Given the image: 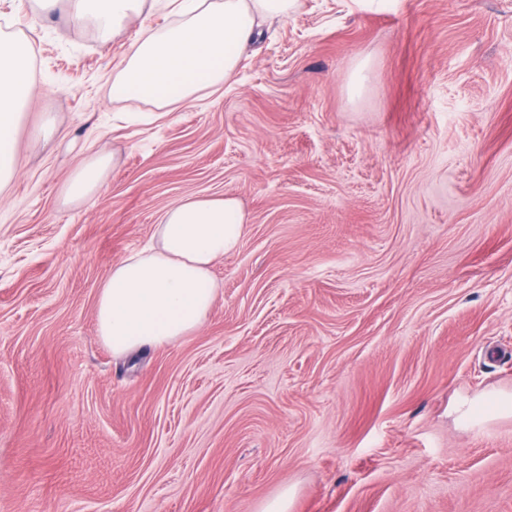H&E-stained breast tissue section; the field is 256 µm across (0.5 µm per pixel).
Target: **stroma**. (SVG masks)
<instances>
[{
  "label": "stroma",
  "mask_w": 512,
  "mask_h": 512,
  "mask_svg": "<svg viewBox=\"0 0 512 512\" xmlns=\"http://www.w3.org/2000/svg\"><path fill=\"white\" fill-rule=\"evenodd\" d=\"M1 20L35 85L0 194V512H512V0H301L165 111L110 87L167 11L110 41ZM209 196L247 223L205 323L113 355V263ZM110 163L111 157L102 154L78 167L64 185L65 198L70 201H81L93 195L102 185Z\"/></svg>",
  "instance_id": "1"
}]
</instances>
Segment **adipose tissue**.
Listing matches in <instances>:
<instances>
[{
  "mask_svg": "<svg viewBox=\"0 0 512 512\" xmlns=\"http://www.w3.org/2000/svg\"><path fill=\"white\" fill-rule=\"evenodd\" d=\"M298 0H33L36 12L67 10L92 22L99 36H118L146 8L165 7L178 20L166 29L142 27L112 78L113 100L141 99L165 109L190 106L205 90L219 91L235 74L258 27L282 20ZM30 46L0 30V190L17 172L21 111L34 88ZM111 158L102 154L80 167L63 188L80 201L102 185ZM245 215L231 198L208 197L169 206L153 244L113 264L100 288L96 327L113 352L162 345L205 321L217 295L213 267L238 247Z\"/></svg>",
  "mask_w": 512,
  "mask_h": 512,
  "instance_id": "adipose-tissue-1",
  "label": "adipose tissue"
}]
</instances>
